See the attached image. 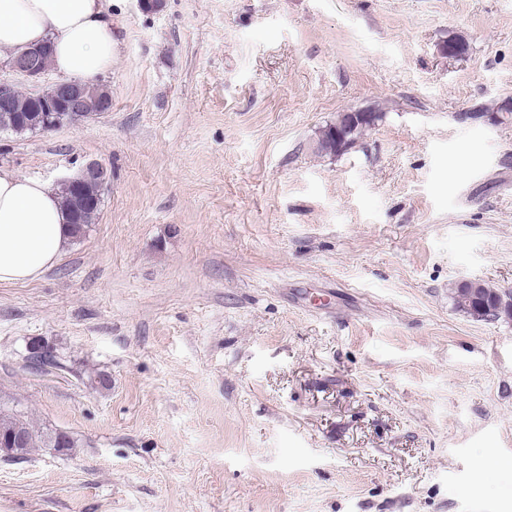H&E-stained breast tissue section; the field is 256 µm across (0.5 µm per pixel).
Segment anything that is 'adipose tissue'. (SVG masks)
<instances>
[{
  "instance_id": "ef3b65f1",
  "label": "adipose tissue",
  "mask_w": 512,
  "mask_h": 512,
  "mask_svg": "<svg viewBox=\"0 0 512 512\" xmlns=\"http://www.w3.org/2000/svg\"><path fill=\"white\" fill-rule=\"evenodd\" d=\"M43 42L58 73L94 81L111 68L117 46L106 0H0V50ZM71 238L56 189L0 170V283L36 280Z\"/></svg>"
}]
</instances>
